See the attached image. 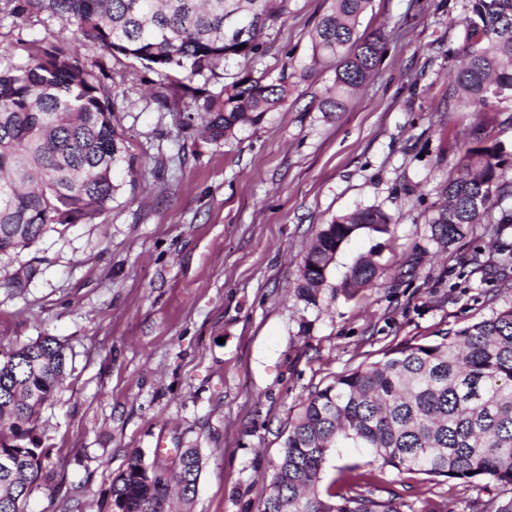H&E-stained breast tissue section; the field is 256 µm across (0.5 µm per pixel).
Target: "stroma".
Listing matches in <instances>:
<instances>
[{"label": "stroma", "mask_w": 512, "mask_h": 512, "mask_svg": "<svg viewBox=\"0 0 512 512\" xmlns=\"http://www.w3.org/2000/svg\"><path fill=\"white\" fill-rule=\"evenodd\" d=\"M469 0H371L360 29L387 49L345 111H319L334 71L312 65L287 105L214 143L186 125L184 89H166L135 59L88 53L117 93L115 116L141 162L135 183L89 224L59 226L0 262V346L49 334L68 348L67 373L37 433L50 455L26 512H110L112 479L132 451L172 464L200 449L205 466L191 512H259L272 491L284 438L302 403L337 374L427 343L512 305V268L477 224L449 245L430 222L465 148L498 146L500 181L512 182V101L465 107L448 98L465 52ZM326 0H288L264 29L254 75L278 77L311 57ZM76 27L44 14L0 13V52L24 42H71ZM392 218L391 232L359 231L339 248L317 304L298 300L302 260L324 224L358 208ZM375 252L381 276L355 295L341 284ZM21 277V287L8 281ZM379 471L364 448H336L340 467ZM376 498L406 512H475L500 494L490 480L379 471Z\"/></svg>", "instance_id": "obj_1"}]
</instances>
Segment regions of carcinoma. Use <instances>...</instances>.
I'll list each match as a JSON object with an SVG mask.
<instances>
[{
  "label": "carcinoma",
  "instance_id": "1",
  "mask_svg": "<svg viewBox=\"0 0 512 512\" xmlns=\"http://www.w3.org/2000/svg\"><path fill=\"white\" fill-rule=\"evenodd\" d=\"M370 0H331L312 35L310 63L336 61V92L321 112H342L385 49L382 32L358 31ZM288 0H5L16 19L46 14L74 22V47L31 44L19 64H0V260L18 255L57 225L95 220L121 189L114 172L132 174L137 158L114 123L116 94L104 67L87 69L82 46L131 57L159 84L184 80L224 63L262 56L258 39ZM465 64L448 98L475 106L512 97V0H470L462 19ZM308 63V64H310ZM308 64L275 80L245 70L215 92L188 89L186 125L194 115L210 140L260 123L288 102ZM494 147H469L461 173L443 187L446 204L431 221L432 237L449 244L492 217V197L512 195L497 182ZM391 217L358 208L324 225L307 251L295 287L316 304L340 246L359 230L390 232ZM373 254L359 257L342 284L353 295L379 278ZM68 366L67 347L49 335L0 350V512H23L49 450L37 421L54 400ZM353 442L370 450L379 471L446 477L470 484L490 478L502 495L475 512H512V305L428 343H403L381 360L334 377L302 403L274 465L273 493L260 512H404L393 495L365 494L374 472L347 468L337 490H320L331 450ZM180 498L190 504L204 467L197 448H180ZM170 479L158 459L132 452L112 480L111 512H172Z\"/></svg>",
  "mask_w": 512,
  "mask_h": 512
}]
</instances>
